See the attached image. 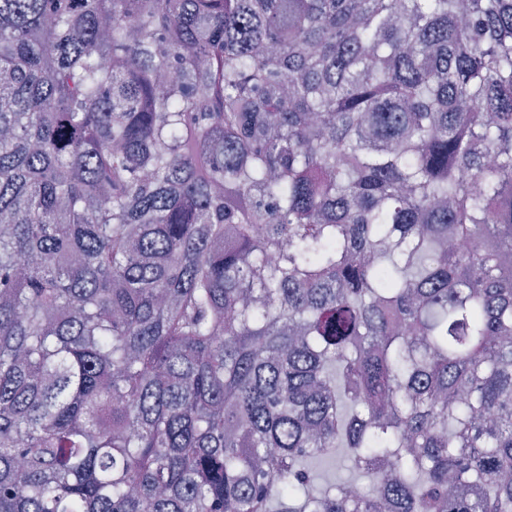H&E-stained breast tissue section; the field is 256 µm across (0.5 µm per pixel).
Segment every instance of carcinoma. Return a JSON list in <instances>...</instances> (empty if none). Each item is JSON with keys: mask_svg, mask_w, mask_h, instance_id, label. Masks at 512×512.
I'll use <instances>...</instances> for the list:
<instances>
[{"mask_svg": "<svg viewBox=\"0 0 512 512\" xmlns=\"http://www.w3.org/2000/svg\"><path fill=\"white\" fill-rule=\"evenodd\" d=\"M0 512H512V0H0Z\"/></svg>", "mask_w": 512, "mask_h": 512, "instance_id": "cac0c4a2", "label": "carcinoma"}]
</instances>
